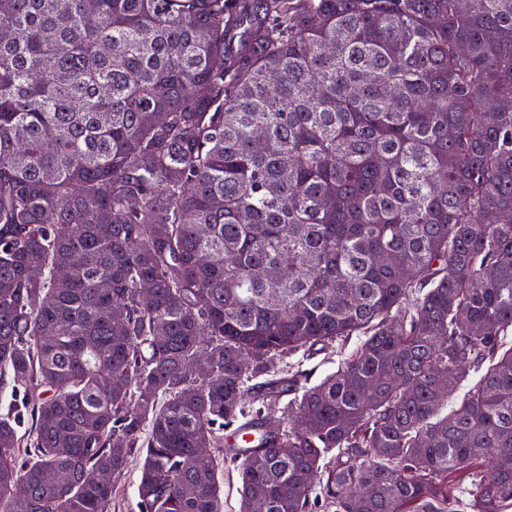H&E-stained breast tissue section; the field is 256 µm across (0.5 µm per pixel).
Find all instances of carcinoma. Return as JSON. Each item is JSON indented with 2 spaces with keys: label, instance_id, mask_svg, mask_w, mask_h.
Here are the masks:
<instances>
[{
  "label": "carcinoma",
  "instance_id": "1",
  "mask_svg": "<svg viewBox=\"0 0 512 512\" xmlns=\"http://www.w3.org/2000/svg\"><path fill=\"white\" fill-rule=\"evenodd\" d=\"M1 29L0 512H111L134 448L141 512H222L199 448L241 512L512 508V0H0ZM354 336L312 386L274 370ZM211 451L212 455L215 454L214 463L221 482L222 498L224 501L223 512H240L239 490L241 482L237 468L225 462L221 453H213V449Z\"/></svg>",
  "mask_w": 512,
  "mask_h": 512
}]
</instances>
